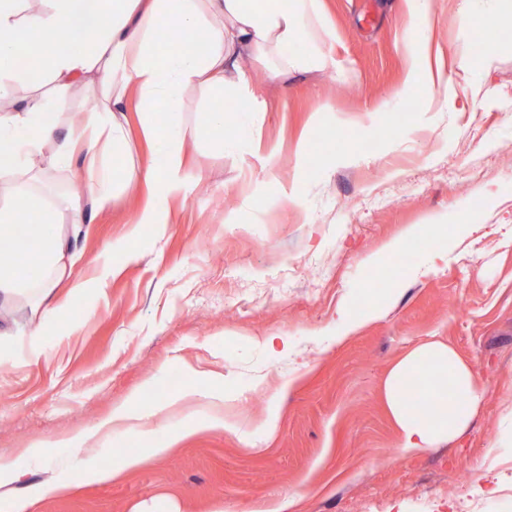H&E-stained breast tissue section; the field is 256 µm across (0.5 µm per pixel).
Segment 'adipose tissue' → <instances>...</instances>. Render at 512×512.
<instances>
[{
  "label": "adipose tissue",
  "instance_id": "adipose-tissue-1",
  "mask_svg": "<svg viewBox=\"0 0 512 512\" xmlns=\"http://www.w3.org/2000/svg\"><path fill=\"white\" fill-rule=\"evenodd\" d=\"M165 22L202 34V46L162 45ZM87 30L93 39L78 45L75 34ZM331 39L320 0H0V236L14 231L21 213L38 211L49 219L45 232L29 243L42 269L40 280L26 278L18 255L0 247V306L24 299L33 312L52 318L61 281L77 293L102 292L104 278L73 274V239L87 213L103 211L135 183L141 188L136 223L165 232L171 202L187 200L199 182L189 171V143L207 141L223 149L225 105L239 112L265 109L241 57L276 75L332 70ZM48 83L57 91L84 88L93 110L83 128L63 130L46 121ZM21 84L28 89L23 97L17 94ZM188 91L204 107V122L187 118ZM132 100L146 147L139 155L123 118ZM159 143L160 155L154 151ZM61 170L71 171L84 187L83 194L64 201L70 220L65 232L46 184L49 173ZM416 373L429 378L423 393L432 398L433 410L427 416L406 396L405 383ZM443 379L450 380L459 407L449 408L439 386ZM383 392L406 453L462 436L483 399L469 365L436 340L402 357L388 372ZM197 396L188 386L148 411L127 400L95 429L69 435L64 443L92 448L116 432L153 437L169 415Z\"/></svg>",
  "mask_w": 512,
  "mask_h": 512
}]
</instances>
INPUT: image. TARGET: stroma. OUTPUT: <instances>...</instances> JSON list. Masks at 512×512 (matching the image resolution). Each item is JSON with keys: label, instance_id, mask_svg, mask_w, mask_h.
Wrapping results in <instances>:
<instances>
[{"label": "stroma", "instance_id": "1", "mask_svg": "<svg viewBox=\"0 0 512 512\" xmlns=\"http://www.w3.org/2000/svg\"><path fill=\"white\" fill-rule=\"evenodd\" d=\"M336 72L271 76L248 62L262 112H229L232 141L200 147V187L170 205L165 233L142 227L134 262L113 259L105 295L65 293L30 362L16 333L0 337V458L26 473V512H251L297 499L295 512H512V31L475 48L464 7L500 0H428L419 25L405 0H322ZM448 97L406 89L405 41ZM475 64L464 68L462 54ZM432 100L431 111L420 109ZM275 147L273 162L264 151ZM291 192L281 198L278 185ZM133 192L84 225L75 275L126 239ZM446 263L420 274L429 251ZM371 315L341 344L317 338L343 312ZM299 351L298 382L263 345ZM438 340L471 368L484 393L457 442L407 455L397 445L383 383L417 345ZM232 379L225 416L238 434L206 428L210 374ZM153 378L140 389L143 378ZM201 400L170 424L203 423L160 458L126 433L89 452L55 449L64 497L33 499L39 445L92 429L137 394L145 411L187 384ZM281 421L265 435L270 399ZM145 456L109 482L91 472Z\"/></svg>", "mask_w": 512, "mask_h": 512}]
</instances>
